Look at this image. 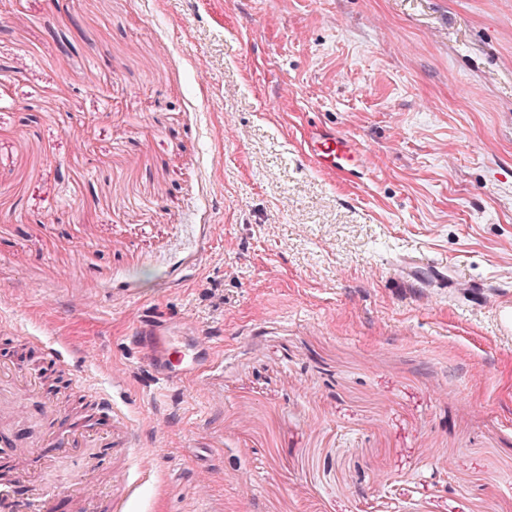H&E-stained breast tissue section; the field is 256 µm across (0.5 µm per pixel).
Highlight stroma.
<instances>
[{
  "mask_svg": "<svg viewBox=\"0 0 512 512\" xmlns=\"http://www.w3.org/2000/svg\"><path fill=\"white\" fill-rule=\"evenodd\" d=\"M0 75V357L114 388L115 512H512V0H0ZM144 313L203 383L153 398ZM312 151L323 166L349 169L352 174H357L363 164L356 144L343 136L320 138L313 142Z\"/></svg>",
  "mask_w": 512,
  "mask_h": 512,
  "instance_id": "1",
  "label": "stroma"
}]
</instances>
